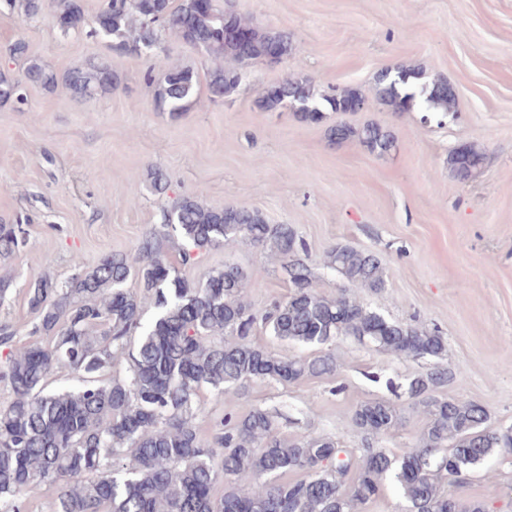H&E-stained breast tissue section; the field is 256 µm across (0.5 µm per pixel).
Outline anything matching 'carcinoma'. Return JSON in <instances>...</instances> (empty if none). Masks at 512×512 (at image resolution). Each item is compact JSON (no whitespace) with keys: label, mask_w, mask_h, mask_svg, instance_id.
Segmentation results:
<instances>
[{"label":"carcinoma","mask_w":512,"mask_h":512,"mask_svg":"<svg viewBox=\"0 0 512 512\" xmlns=\"http://www.w3.org/2000/svg\"><path fill=\"white\" fill-rule=\"evenodd\" d=\"M22 17L42 13L44 0H9ZM54 18L63 34L89 28L95 37L117 41L124 53L141 56L167 36L205 52L211 67V97L235 92L242 69L263 60L270 47L283 57L299 52L285 31L256 26L213 0H108L87 18L81 0H52ZM9 55L26 61L28 81L53 89L62 84L84 98L103 95L118 83L106 59L65 72L46 71L29 55L28 43L15 40ZM162 71L154 102L172 117L198 101V75L193 68L167 64L154 55ZM420 69L398 66L380 70L375 96L395 112L422 105L429 112L457 109L456 92L447 81L422 88L425 95L404 90ZM363 99L358 89L327 94L305 76H287L264 89L256 101L261 112L291 108L306 123H319L325 110L344 112ZM328 139L340 145L356 140L380 156L397 147L395 132L367 123L354 128L338 122ZM484 153L474 145L454 151L450 165L461 181L481 166ZM161 223L179 233L182 265L203 250H224L240 241L264 247L282 262L291 284L288 297L259 316L245 300L248 276L235 263L191 283L165 258L168 235L151 231L139 242L137 256H104L91 269L75 265V273L58 283L48 276L27 290V304L36 317L33 333L48 344H17V330L0 323V379L13 400L0 407V512H19V502L46 486H58L51 512H359L375 498L386 477L393 478L407 503L406 512H484L478 502H461L449 490L493 453L512 454V426L488 425L487 408L467 398L443 394L457 375L445 362L448 342L435 329L388 320L355 298L322 294L313 283L307 249L290 224H269L244 206L213 208L199 196L177 199L160 215ZM19 247L13 224H0V259ZM327 264L352 285L379 292L386 270L372 251L338 245ZM136 279L153 296L155 314L143 321L141 298L127 288ZM223 288L212 292L207 282ZM270 335L296 344L331 346L350 338L394 359L429 358L433 366L410 378L405 393L422 407L426 426L419 445L402 453L364 449L354 482L345 484L348 458H340L335 438L305 435L285 439L276 434L274 417L250 407L227 424H219L213 441L195 426L201 389L218 396L254 380L282 385L336 370L335 354L312 359L271 351L252 340L257 322ZM129 364L124 378L112 376L119 358ZM68 371L77 385L50 391V380ZM402 421L400 409L387 400H369L350 422L367 435L383 436ZM224 448L216 459L214 445ZM305 478L280 480L287 472ZM222 491H217V486Z\"/></svg>","instance_id":"obj_1"}]
</instances>
